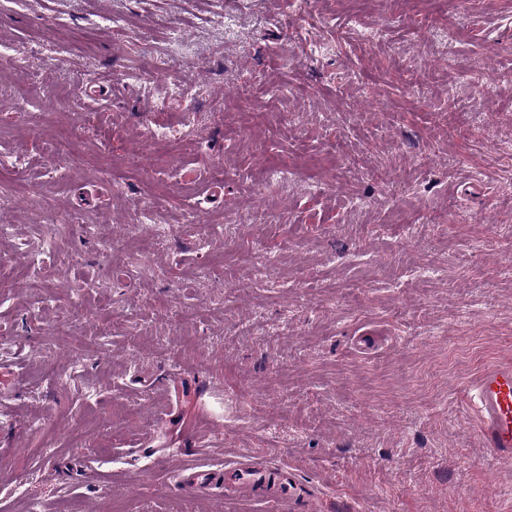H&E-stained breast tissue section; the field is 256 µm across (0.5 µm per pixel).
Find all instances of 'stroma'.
<instances>
[{
  "mask_svg": "<svg viewBox=\"0 0 512 512\" xmlns=\"http://www.w3.org/2000/svg\"><path fill=\"white\" fill-rule=\"evenodd\" d=\"M0 46V512H261L171 479L248 451L292 512H512L462 403L512 363V0H0Z\"/></svg>",
  "mask_w": 512,
  "mask_h": 512,
  "instance_id": "1",
  "label": "stroma"
}]
</instances>
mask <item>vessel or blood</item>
<instances>
[{"instance_id": "vessel-or-blood-1", "label": "vessel or blood", "mask_w": 512, "mask_h": 512, "mask_svg": "<svg viewBox=\"0 0 512 512\" xmlns=\"http://www.w3.org/2000/svg\"><path fill=\"white\" fill-rule=\"evenodd\" d=\"M466 406L476 415L485 448L496 456H512V365L487 370L466 393ZM176 487L194 493H225L269 507L271 512H288L303 491L288 466L266 461L244 452L206 469H178Z\"/></svg>"}]
</instances>
